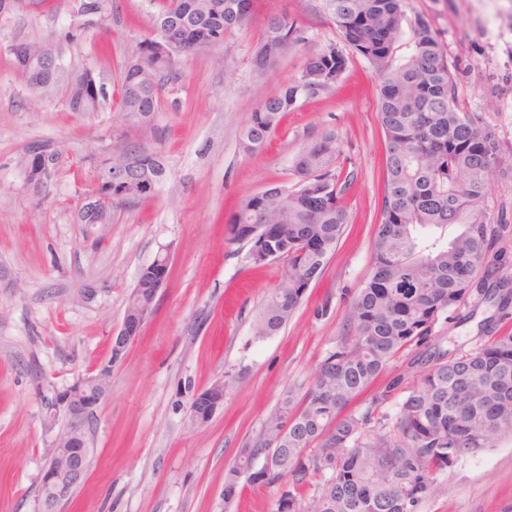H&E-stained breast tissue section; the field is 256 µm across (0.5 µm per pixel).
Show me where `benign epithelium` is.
<instances>
[{"mask_svg": "<svg viewBox=\"0 0 512 512\" xmlns=\"http://www.w3.org/2000/svg\"><path fill=\"white\" fill-rule=\"evenodd\" d=\"M124 159L121 168L105 169L100 177L102 183H112V176L124 175L132 170L135 159L121 149ZM112 199L94 190L85 195L77 209H107ZM152 278L160 289L169 278V262L165 257L156 258L152 267ZM152 315V304L139 303L138 310L123 317L119 331L112 336L111 359H118L140 334V330ZM112 364L99 366L72 386L45 398V427L52 434L53 452L44 470L41 487L42 512H57L60 503L67 500L73 489L86 474L90 439L87 423L104 402L109 390ZM224 403V383H216L202 391L192 400L188 409L189 422L196 420V411L205 409L214 413Z\"/></svg>", "mask_w": 512, "mask_h": 512, "instance_id": "1", "label": "benign epithelium"}]
</instances>
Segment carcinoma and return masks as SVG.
I'll return each instance as SVG.
<instances>
[{
	"label": "carcinoma",
	"mask_w": 512,
	"mask_h": 512,
	"mask_svg": "<svg viewBox=\"0 0 512 512\" xmlns=\"http://www.w3.org/2000/svg\"><path fill=\"white\" fill-rule=\"evenodd\" d=\"M340 41L311 54L301 76L265 98L241 134L244 153L263 150L298 100L329 88L343 73L349 50L365 59L379 80L378 121L386 139V177L381 219L369 275L353 296L341 336L306 389L290 390L265 421L268 439L288 426V439L271 468L252 470L265 445L262 436L239 449L224 472V502L237 495L240 479L279 492L276 512H416L437 477L461 458L487 448L496 437H512V332L502 331L469 351L435 343V328L448 321L486 279L468 268H504L512 256L499 244L512 235L506 218L491 219L484 202L487 177L499 163L495 136L479 118L457 107L456 83L441 40L422 18L415 20L408 52L404 0H323ZM105 0H81L83 31L104 14ZM191 12L179 52L160 59L154 46L164 32ZM254 0H165L154 20L155 36L138 43L122 64L120 106L132 129L155 122L159 91L182 77V68L211 37L248 27ZM305 41L303 27L286 14L268 17L252 56L260 71ZM17 67L39 100L55 91L62 64L50 69L51 47L37 42L10 46ZM154 67L153 86L140 73ZM91 69L68 71L65 99L73 112H96L103 87L87 81ZM142 163L137 179L101 190L112 207L153 198L165 167L156 153L131 142ZM25 152L26 185L35 201L52 186L58 163L53 145L36 140ZM295 183L271 184L240 199L230 238L249 225L281 226L276 239H257L246 260L281 264L277 285L263 303L254 335L277 334L291 320L310 284L317 280L349 224L346 195L355 182L342 143L324 132L293 158ZM458 227L450 239L425 241L423 229ZM498 311L512 308V280L493 284ZM416 352L404 372L373 393L358 411L345 412L383 374L397 355Z\"/></svg>",
	"instance_id": "1"
}]
</instances>
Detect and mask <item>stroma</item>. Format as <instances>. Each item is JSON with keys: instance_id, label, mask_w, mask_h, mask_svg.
Listing matches in <instances>:
<instances>
[{"instance_id": "35a3bbf8", "label": "stroma", "mask_w": 512, "mask_h": 512, "mask_svg": "<svg viewBox=\"0 0 512 512\" xmlns=\"http://www.w3.org/2000/svg\"><path fill=\"white\" fill-rule=\"evenodd\" d=\"M79 5L6 0L0 8V512H39L51 454L43 397L107 362L111 388L95 415L87 476L60 512H275L276 489L246 481L220 505L224 470L284 394L309 385L369 272L385 171L378 79L367 61L350 58L333 86L297 103L262 152L244 154L239 137L251 113L334 36L322 0H257L249 27L195 54L160 94L158 137L146 143L165 165L160 194L115 211L111 223L79 224L75 208L96 178L88 156L112 151L126 129L122 62L151 35L158 10L156 0H110L105 19L80 32ZM272 11L296 18L306 41L259 71L253 50ZM405 13L443 43L460 111L495 135L500 162L486 205L512 221V0H405ZM28 41L50 45L64 64H87L107 91L100 110L70 111L59 93L32 100L9 52ZM327 131L357 173L350 222L293 318L259 340L253 322L279 266L250 265L247 245L230 243L233 205L269 184H293L294 155ZM33 140L59 153L39 205L19 166ZM165 252L171 274L156 309L112 359L136 277ZM502 329L512 330V316L476 296L436 332L464 351ZM222 381L223 405L190 426L196 393ZM417 512H512V438L448 468Z\"/></svg>"}]
</instances>
